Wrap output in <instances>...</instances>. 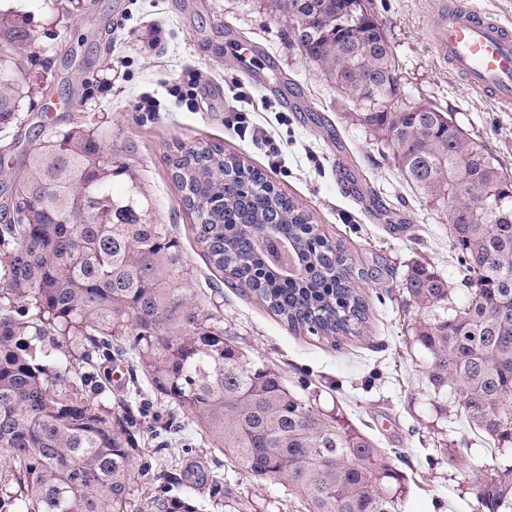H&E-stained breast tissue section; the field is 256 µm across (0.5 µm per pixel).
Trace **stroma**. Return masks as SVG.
I'll return each mask as SVG.
<instances>
[{
    "label": "stroma",
    "mask_w": 512,
    "mask_h": 512,
    "mask_svg": "<svg viewBox=\"0 0 512 512\" xmlns=\"http://www.w3.org/2000/svg\"><path fill=\"white\" fill-rule=\"evenodd\" d=\"M370 8L395 57L400 104L427 103L449 114L512 177V106L490 102L439 57L433 0H371ZM0 13L36 40L23 123L0 129L7 161L0 167V206L12 167L51 130L101 126L109 144L130 151L156 222L176 225L198 294L222 291L224 325L240 346L378 447L404 449L394 461L408 489L403 512H475L477 476L492 451L455 417L452 398L428 395V357L416 336L420 314L403 290L411 267L422 265L447 279L456 301L464 300L448 211L426 202L391 149L357 124L351 104L291 45L286 19L267 0H0ZM243 44L253 45L252 55L241 54ZM251 70L262 77L253 90L254 119L280 144L279 167L226 124L228 89ZM190 71L202 76L192 112L170 94ZM144 95L158 101V111L134 110ZM184 143L223 145L261 169L311 213L321 233L344 246L360 272L355 287L366 305L359 334L333 341L292 330L209 265L172 179ZM106 392L113 404L130 402L134 438L153 464L223 474L238 494L233 512H302L276 485L264 498L252 497L244 470L214 452L196 424L169 417L142 372L114 373ZM444 439L460 450L457 466L436 449Z\"/></svg>",
    "instance_id": "obj_1"
}]
</instances>
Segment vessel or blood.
Here are the masks:
<instances>
[{"label":"vessel or blood","instance_id":"b4317fda","mask_svg":"<svg viewBox=\"0 0 512 512\" xmlns=\"http://www.w3.org/2000/svg\"><path fill=\"white\" fill-rule=\"evenodd\" d=\"M439 55L470 87L501 105L512 104V24L465 4L436 0Z\"/></svg>","mask_w":512,"mask_h":512}]
</instances>
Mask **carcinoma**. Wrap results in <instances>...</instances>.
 I'll use <instances>...</instances> for the list:
<instances>
[{"label": "carcinoma", "mask_w": 512, "mask_h": 512, "mask_svg": "<svg viewBox=\"0 0 512 512\" xmlns=\"http://www.w3.org/2000/svg\"><path fill=\"white\" fill-rule=\"evenodd\" d=\"M271 5L406 181L448 208L465 301L426 267L404 286L424 314L426 386L453 397L473 434L512 446V179L436 107L395 105L398 68L365 0ZM31 43L27 30L0 25V62L22 74ZM29 91L0 81V129L21 124ZM104 137L98 127L50 133L22 156L0 214V450L11 462L0 512H197L173 493L189 484L182 472L153 475L134 498L132 416L85 392L97 356L128 353L168 412L196 423L258 490L279 485L306 512H401L407 487L386 450L291 392L197 302L180 239L152 222L129 159ZM178 152L172 178L209 264L294 328L334 341L359 333L366 312L351 262L310 213L219 146ZM272 222V234L260 232ZM207 483L222 492L218 507L235 496L220 475L195 485ZM478 487L477 512L512 509V465L491 460Z\"/></svg>", "instance_id": "cac0c4a2"}]
</instances>
